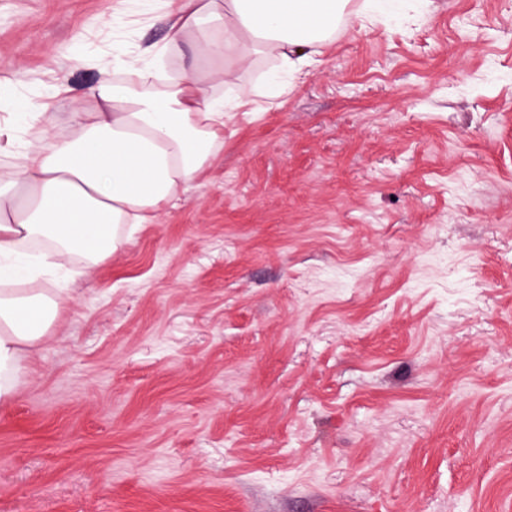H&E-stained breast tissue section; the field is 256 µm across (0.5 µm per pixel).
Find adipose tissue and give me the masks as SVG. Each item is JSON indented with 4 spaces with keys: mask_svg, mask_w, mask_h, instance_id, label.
<instances>
[{
    "mask_svg": "<svg viewBox=\"0 0 512 512\" xmlns=\"http://www.w3.org/2000/svg\"><path fill=\"white\" fill-rule=\"evenodd\" d=\"M170 2L163 52L189 47L197 62L210 65L206 79L213 81L256 52L299 72L349 0ZM155 78L149 51L115 56L102 64L85 106L72 113L67 136L41 130L15 152L12 127L0 126V152L13 160L0 175V402L17 397L24 349L47 336L59 314L52 292L10 287L25 273L18 247L46 243L41 261L49 269L75 255L106 259L122 242V225L149 223L222 144L223 98L206 95L193 77L160 86Z\"/></svg>",
    "mask_w": 512,
    "mask_h": 512,
    "instance_id": "1",
    "label": "adipose tissue"
}]
</instances>
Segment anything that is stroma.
Instances as JSON below:
<instances>
[{
	"label": "stroma",
	"instance_id": "35a3bbf8",
	"mask_svg": "<svg viewBox=\"0 0 512 512\" xmlns=\"http://www.w3.org/2000/svg\"><path fill=\"white\" fill-rule=\"evenodd\" d=\"M364 5L275 103L265 55L211 82L245 101L176 205L24 280L60 309L0 512H512V0ZM168 9L0 0V125L68 134Z\"/></svg>",
	"mask_w": 512,
	"mask_h": 512
}]
</instances>
